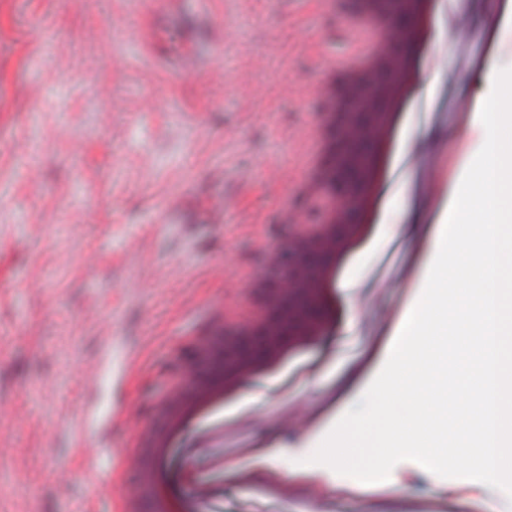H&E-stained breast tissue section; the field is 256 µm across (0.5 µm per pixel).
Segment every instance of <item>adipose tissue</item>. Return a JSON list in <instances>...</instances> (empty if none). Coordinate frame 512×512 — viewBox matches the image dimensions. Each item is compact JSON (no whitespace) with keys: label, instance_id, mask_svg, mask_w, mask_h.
<instances>
[{"label":"adipose tissue","instance_id":"1","mask_svg":"<svg viewBox=\"0 0 512 512\" xmlns=\"http://www.w3.org/2000/svg\"><path fill=\"white\" fill-rule=\"evenodd\" d=\"M495 84V97L481 113L484 150L470 176L468 188L457 193L447 219L427 222L422 200H415L409 222L424 225L425 236L450 260L449 278L478 265L484 282L476 295L436 289L420 308L399 325L390 350L397 363L378 391L362 405L352 406L349 416L383 414L398 405L385 428L380 459L420 455L431 470L465 459L467 468L479 473L501 496L512 498V447L503 445L499 430L512 425V405H505L501 381L512 375V356L507 355V335L512 332V295L504 292L499 278L500 260L512 244L490 202L506 184L512 170V142L495 140L492 117L512 112V69L487 68ZM453 224L474 227L473 240L450 233Z\"/></svg>","mask_w":512,"mask_h":512}]
</instances>
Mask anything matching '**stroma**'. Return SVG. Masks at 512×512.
<instances>
[{
  "label": "stroma",
  "mask_w": 512,
  "mask_h": 512,
  "mask_svg": "<svg viewBox=\"0 0 512 512\" xmlns=\"http://www.w3.org/2000/svg\"><path fill=\"white\" fill-rule=\"evenodd\" d=\"M462 20L442 18L441 94L417 103L407 136L432 211L479 136L466 116L485 93L472 62L487 45L477 27L458 38ZM227 29L214 60L209 43ZM345 31L334 0H210L181 22L166 0H0V512H116L135 492L138 472L121 464L136 460L195 341L289 237L277 218L317 150L316 90ZM190 50L200 65L184 77ZM218 193L227 206L215 213ZM409 197L397 183L382 234L349 264L354 320L306 344L280 379L248 378L236 410L179 439L167 465L180 492L206 485L201 512H512L454 465L432 472L404 456L373 470L371 423L351 463L330 458L346 425L334 368L368 352L379 381L386 339L442 276L443 260L405 231ZM111 344L121 386L86 380ZM114 403L138 411L137 426L77 441L87 407ZM90 444L111 451L106 478H58Z\"/></svg>",
  "instance_id": "obj_1"
}]
</instances>
